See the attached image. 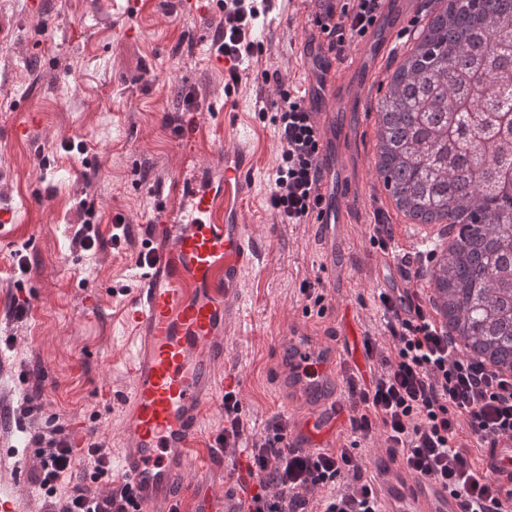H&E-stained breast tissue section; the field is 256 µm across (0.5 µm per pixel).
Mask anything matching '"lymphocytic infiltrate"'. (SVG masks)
<instances>
[{
	"instance_id": "1",
	"label": "lymphocytic infiltrate",
	"mask_w": 512,
	"mask_h": 512,
	"mask_svg": "<svg viewBox=\"0 0 512 512\" xmlns=\"http://www.w3.org/2000/svg\"><path fill=\"white\" fill-rule=\"evenodd\" d=\"M220 8L213 44L232 59L228 76L236 82L238 62L256 52L252 32L263 10L260 0H220ZM271 120L280 153L270 206L281 223L303 224L322 200L315 129L300 97L289 93L282 95ZM79 207L74 246L90 250L129 240L123 220H115L105 239L95 226L94 201L81 199ZM423 276L420 267L402 273L400 284L380 289L375 298L379 332L365 335L366 366L352 368L347 377L350 427L361 438L377 440L410 471L443 482L479 512L482 503L495 501L497 487L471 462L463 436L487 439L512 432V377L456 353L429 315ZM287 434L288 421L279 418L254 438L249 469L259 482L247 495L245 512H347L351 506L376 512L362 455L348 447L299 451L287 446ZM32 442L40 459L32 480L50 500L47 512H131L128 488L97 487L112 477L98 443L88 445L94 474L86 482L72 478L78 450L62 426L42 427ZM64 480L68 489L57 495L56 486Z\"/></svg>"
}]
</instances>
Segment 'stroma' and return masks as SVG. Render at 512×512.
Returning <instances> with one entry per match:
<instances>
[{
    "label": "stroma",
    "mask_w": 512,
    "mask_h": 512,
    "mask_svg": "<svg viewBox=\"0 0 512 512\" xmlns=\"http://www.w3.org/2000/svg\"><path fill=\"white\" fill-rule=\"evenodd\" d=\"M221 16L183 11L179 0H145L135 15L122 0H0V207L20 221L0 227V497L17 512H41L30 480L31 432L60 425L76 440L88 429L119 440L122 401L130 388L127 364L132 331L122 310L136 283L140 242L121 248H75L76 207L85 189L97 191L99 229L109 236L115 217L148 223L153 188L171 181L181 165L209 160L214 145L239 142L250 157V190L240 202L261 261L240 281V316L227 334L224 367L236 371L245 435L236 451L222 452L224 411L203 422L207 479L223 489L246 474L245 450L254 435L288 411L275 380L285 369L280 353L289 336L283 324L304 309L302 283L324 292L319 256L308 224L280 223L269 206L279 155L275 126L260 111L278 90L299 92L304 78L295 58L297 26L259 25L258 52L242 66L233 95L225 73L210 60L209 40ZM136 27L137 39L116 42L115 30ZM195 92L202 104V137L183 148L168 125ZM218 110H211V103ZM24 125V138L13 135ZM84 143L86 153L65 151L62 141ZM367 215L352 228L353 264L347 301L370 329L377 286L367 276L374 251ZM31 261L18 274L17 259ZM28 300L17 321L7 314L12 297ZM94 307H87V298ZM111 388L110 400L99 396ZM41 408L21 418L25 396Z\"/></svg>",
    "instance_id": "1"
}]
</instances>
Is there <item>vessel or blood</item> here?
I'll return each instance as SVG.
<instances>
[{
    "label": "vessel or blood",
    "instance_id": "1",
    "mask_svg": "<svg viewBox=\"0 0 512 512\" xmlns=\"http://www.w3.org/2000/svg\"><path fill=\"white\" fill-rule=\"evenodd\" d=\"M350 0H307L296 58L310 81L303 102L320 143L316 159L323 200L310 214L321 273L331 296L348 284L351 226L368 200L351 195V146L346 113L360 103L379 72L378 61L400 43L401 22L414 18L417 0H378L366 33L339 62L328 27L349 12ZM247 155L220 146L195 170L155 192L149 223L131 230L149 264L124 309L134 330L131 388L122 403V449L112 462L114 483L128 486L143 512H175L181 476L205 484L194 467L202 423L222 405L216 366L227 349L225 328L236 319L238 282L258 253L238 202L248 192ZM288 445L303 451L332 448L348 430L350 360L329 325L289 317ZM482 473L512 504V434L485 441L470 437ZM380 512H466L465 501L434 478L408 472L387 450L369 452Z\"/></svg>",
    "mask_w": 512,
    "mask_h": 512
}]
</instances>
